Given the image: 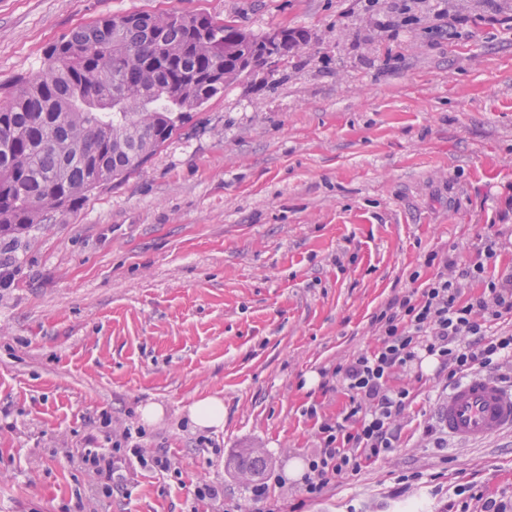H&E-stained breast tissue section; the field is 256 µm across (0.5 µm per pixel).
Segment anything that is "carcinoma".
<instances>
[{
  "instance_id": "1",
  "label": "carcinoma",
  "mask_w": 512,
  "mask_h": 512,
  "mask_svg": "<svg viewBox=\"0 0 512 512\" xmlns=\"http://www.w3.org/2000/svg\"><path fill=\"white\" fill-rule=\"evenodd\" d=\"M265 52L206 13L107 16L53 44L42 72L0 98V235L125 179ZM234 464L258 478L268 460L246 450Z\"/></svg>"
}]
</instances>
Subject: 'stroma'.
Masks as SVG:
<instances>
[{
  "mask_svg": "<svg viewBox=\"0 0 512 512\" xmlns=\"http://www.w3.org/2000/svg\"><path fill=\"white\" fill-rule=\"evenodd\" d=\"M132 12L307 43L77 210L0 237V512H448L458 485L512 494V430L425 435L448 394L430 366L392 380L414 400L388 459L314 500L288 474L349 403L320 369L372 350L389 300L489 238L487 277L512 271V0H0V97L52 43ZM207 395L223 429L188 421ZM127 427L172 469L119 466L103 492L82 455ZM243 448L276 476L259 502L231 466ZM205 483L221 497L199 499Z\"/></svg>",
  "mask_w": 512,
  "mask_h": 512,
  "instance_id": "stroma-1",
  "label": "stroma"
}]
</instances>
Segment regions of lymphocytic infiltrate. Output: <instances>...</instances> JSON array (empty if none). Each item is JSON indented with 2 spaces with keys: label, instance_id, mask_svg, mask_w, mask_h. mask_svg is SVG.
<instances>
[{
  "label": "lymphocytic infiltrate",
  "instance_id": "1",
  "mask_svg": "<svg viewBox=\"0 0 512 512\" xmlns=\"http://www.w3.org/2000/svg\"><path fill=\"white\" fill-rule=\"evenodd\" d=\"M484 272V261L462 267L447 257L424 288L393 298L374 316L371 351L324 370L347 391L349 406L319 428L320 447L301 477L308 498L321 495L328 476L358 474L399 447V421L413 397L391 387L393 374L412 373L431 357L451 384L512 360V335L502 330L512 322V273L489 280L484 295L462 298L463 280Z\"/></svg>",
  "mask_w": 512,
  "mask_h": 512
}]
</instances>
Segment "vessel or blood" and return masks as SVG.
<instances>
[{
    "label": "vessel or blood",
    "instance_id": "vessel-or-blood-1",
    "mask_svg": "<svg viewBox=\"0 0 512 512\" xmlns=\"http://www.w3.org/2000/svg\"><path fill=\"white\" fill-rule=\"evenodd\" d=\"M449 437L478 441L512 429V388L486 374L469 375L453 384L435 410Z\"/></svg>",
    "mask_w": 512,
    "mask_h": 512
}]
</instances>
